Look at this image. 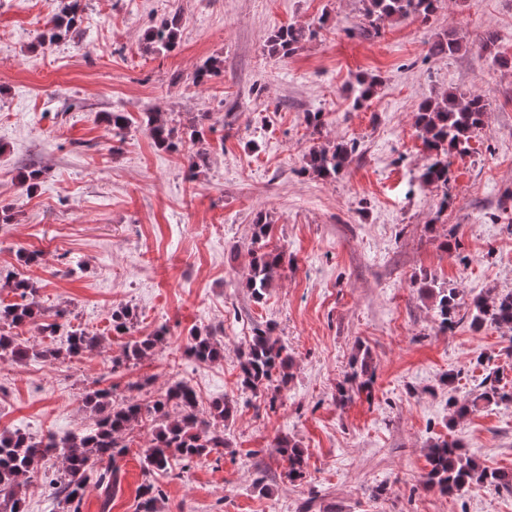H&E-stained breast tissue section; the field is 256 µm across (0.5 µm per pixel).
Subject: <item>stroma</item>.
Masks as SVG:
<instances>
[{
  "instance_id": "obj_1",
  "label": "stroma",
  "mask_w": 512,
  "mask_h": 512,
  "mask_svg": "<svg viewBox=\"0 0 512 512\" xmlns=\"http://www.w3.org/2000/svg\"><path fill=\"white\" fill-rule=\"evenodd\" d=\"M57 6L0 0V206L10 215L0 270L37 253L43 318L64 324L56 345L71 330L103 343L51 363L0 359V432L76 434L96 419L83 403L89 388L148 405L184 382L200 414L217 399L236 413L219 452L160 479L161 512H512L503 489L448 496L422 484L427 449L442 439L512 470V402L478 399L488 374L512 387V333L467 321L473 298L512 291V64L481 48L496 34L512 60V0H442L429 22L387 20L367 37L361 0H83L78 36L46 49L40 36ZM175 13L178 45L146 51L147 30ZM284 25L305 36L290 55H269ZM448 32L462 50L430 54ZM210 58L219 74L196 83ZM360 77L378 85L357 107ZM449 91L485 94L490 108L470 152L450 157L442 191L420 183L428 156L413 116ZM149 111L176 126L208 114L202 175L189 177L186 151L156 149L140 124ZM107 112L129 116L122 136ZM311 112L320 129L308 126ZM340 142L356 152L336 179L304 171L309 149ZM31 168L41 179L30 191L19 175ZM261 210L285 264L258 304L244 277ZM426 275L456 289L453 329L440 328L421 294ZM124 308L135 321L105 338ZM269 323L294 357L272 404L239 378L242 351ZM160 326L159 351L113 367L128 342ZM210 329L223 359L188 358L191 332ZM360 345L372 389L338 403ZM452 396L477 406L453 419ZM150 436L147 425L127 435L111 495L88 484L82 512H137ZM283 437L304 452L303 481L288 480L273 448Z\"/></svg>"
}]
</instances>
